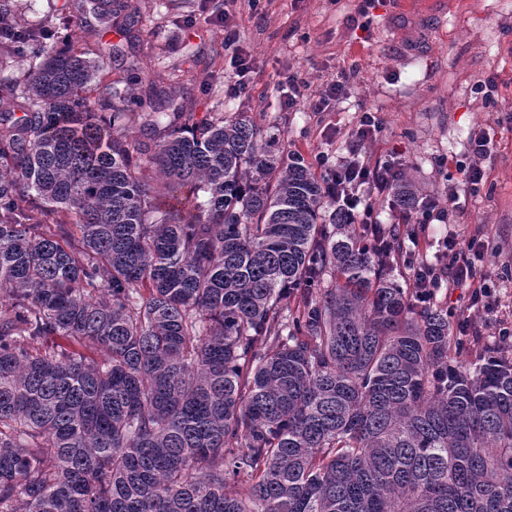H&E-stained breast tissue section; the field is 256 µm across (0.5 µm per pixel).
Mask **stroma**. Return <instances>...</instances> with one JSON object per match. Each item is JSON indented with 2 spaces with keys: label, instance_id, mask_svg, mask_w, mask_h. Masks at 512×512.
Masks as SVG:
<instances>
[{
  "label": "stroma",
  "instance_id": "obj_1",
  "mask_svg": "<svg viewBox=\"0 0 512 512\" xmlns=\"http://www.w3.org/2000/svg\"><path fill=\"white\" fill-rule=\"evenodd\" d=\"M139 17L131 32L112 29L93 49L107 73L100 95L130 90L143 80L176 71V101L197 115L247 111L265 139L313 161L331 156L376 160L392 155L420 195L443 196L454 183L462 210L456 223L429 227L430 240L483 231L490 247L486 270L512 268V0H247L233 6L238 36L251 68L241 91L228 78L224 0H127ZM31 30H47L74 14L73 0H21ZM301 81L302 99L287 106L281 75ZM349 80L327 111L310 103L341 74ZM494 85L485 97L486 85ZM376 112L382 128L374 141L355 137L362 111ZM494 140L483 167L488 184L468 191L461 172L470 161L472 134ZM492 312L473 317L469 345L493 343L496 322H512V278L496 290Z\"/></svg>",
  "mask_w": 512,
  "mask_h": 512
}]
</instances>
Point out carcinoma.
Masks as SVG:
<instances>
[{
	"instance_id": "carcinoma-1",
	"label": "carcinoma",
	"mask_w": 512,
	"mask_h": 512,
	"mask_svg": "<svg viewBox=\"0 0 512 512\" xmlns=\"http://www.w3.org/2000/svg\"><path fill=\"white\" fill-rule=\"evenodd\" d=\"M49 40L0 33L39 60L0 81V512H512V357H468L247 113L164 123Z\"/></svg>"
}]
</instances>
